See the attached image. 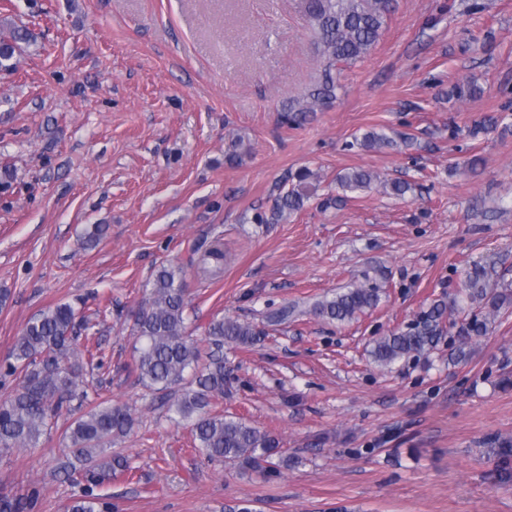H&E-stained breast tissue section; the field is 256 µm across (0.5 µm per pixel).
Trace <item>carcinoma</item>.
I'll use <instances>...</instances> for the list:
<instances>
[{"instance_id":"obj_1","label":"carcinoma","mask_w":512,"mask_h":512,"mask_svg":"<svg viewBox=\"0 0 512 512\" xmlns=\"http://www.w3.org/2000/svg\"><path fill=\"white\" fill-rule=\"evenodd\" d=\"M396 0H302L304 14L314 32L317 52L323 59L318 80L304 97L288 104L282 113L285 123L299 126L311 112H319L336 99V63L353 64L366 57L382 35ZM30 42V34L13 27L0 33V71L16 70L17 57ZM392 144L384 133L367 132L359 145L367 148ZM296 184L280 200L271 215L276 221L285 213L301 210L314 195L318 176L302 169ZM377 176L364 169L340 173L336 182L344 191L369 189ZM486 266L473 264L461 281L469 304L479 313L463 324L461 335L486 336L504 308L512 306V285L490 291ZM148 298L135 315L134 368L137 380L146 388L168 391L182 387L179 396L168 401L170 419L188 425L195 436V448L209 462L237 466L265 476L277 471L273 457L280 441L262 432L241 417L210 412L215 395H224L229 373L224 366V346L251 347L263 331L233 317L212 319L204 338L187 333L185 309L188 288L181 266L161 263L149 282ZM380 301L375 285L347 288L334 296L316 301L310 312L328 322H344L371 309ZM461 309L457 301L435 302L416 324L405 332L383 336L371 351L373 359L390 366L413 354L430 349L440 335V320L446 312ZM85 327L69 304L49 307L26 324L15 341L4 375L19 379V388L0 401V453L37 447L48 436L64 406L77 399L89 410L66 427L67 439L80 467L65 468L66 478L80 487V494L67 506V512H113L112 500L97 489L129 469L127 460L102 456L112 441L128 434L135 423L131 409L102 397V382L87 384L83 371L102 367V359L91 349L76 343ZM39 490L31 487L20 496L0 493V512H36Z\"/></svg>"}]
</instances>
